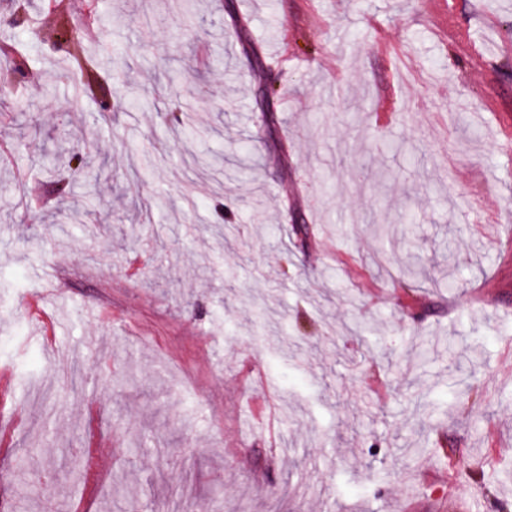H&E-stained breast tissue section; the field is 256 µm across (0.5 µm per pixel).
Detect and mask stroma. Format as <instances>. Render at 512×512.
<instances>
[{
  "mask_svg": "<svg viewBox=\"0 0 512 512\" xmlns=\"http://www.w3.org/2000/svg\"><path fill=\"white\" fill-rule=\"evenodd\" d=\"M44 3L0 0V512H512V0Z\"/></svg>",
  "mask_w": 512,
  "mask_h": 512,
  "instance_id": "stroma-1",
  "label": "stroma"
}]
</instances>
